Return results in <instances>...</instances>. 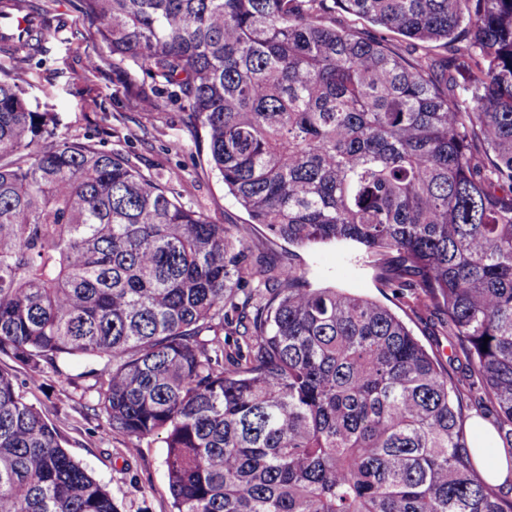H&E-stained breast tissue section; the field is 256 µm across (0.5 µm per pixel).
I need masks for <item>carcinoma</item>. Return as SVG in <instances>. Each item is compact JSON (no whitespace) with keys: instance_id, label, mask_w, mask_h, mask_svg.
<instances>
[{"instance_id":"cac0c4a2","label":"carcinoma","mask_w":512,"mask_h":512,"mask_svg":"<svg viewBox=\"0 0 512 512\" xmlns=\"http://www.w3.org/2000/svg\"><path fill=\"white\" fill-rule=\"evenodd\" d=\"M84 3L113 60L177 88L250 221L60 135L0 64V354L34 381L90 360L92 410L163 436L176 512H512L407 326L249 241L374 258L443 315L512 457V0ZM336 9L445 54L404 60ZM13 31L8 59L54 36ZM0 512H116L3 371Z\"/></svg>"}]
</instances>
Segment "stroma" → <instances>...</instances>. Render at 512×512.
Instances as JSON below:
<instances>
[{
    "label": "stroma",
    "instance_id": "obj_1",
    "mask_svg": "<svg viewBox=\"0 0 512 512\" xmlns=\"http://www.w3.org/2000/svg\"><path fill=\"white\" fill-rule=\"evenodd\" d=\"M56 31L42 60L18 58L9 67L41 112L57 113L59 132L74 141L128 156L144 173L178 190L215 224L248 222L247 212L208 163L205 138L172 88H153L137 67L119 64L102 45L83 0H29ZM298 261L313 287L340 288L377 300L395 312L425 349L441 360L458 352L442 315L414 308L410 299L381 286L376 269L346 247L302 249ZM0 369L15 376L24 399L43 411L70 454L105 483L118 512H172L158 437L135 440L113 430L90 408L83 362L67 376L47 373L30 381L28 366L0 354Z\"/></svg>",
    "mask_w": 512,
    "mask_h": 512
}]
</instances>
